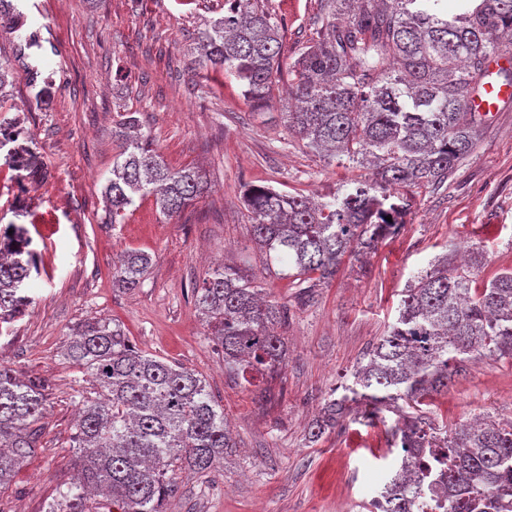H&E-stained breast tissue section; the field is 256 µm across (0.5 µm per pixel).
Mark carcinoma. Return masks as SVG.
Returning <instances> with one entry per match:
<instances>
[{
	"label": "carcinoma",
	"instance_id": "cac0c4a2",
	"mask_svg": "<svg viewBox=\"0 0 512 512\" xmlns=\"http://www.w3.org/2000/svg\"><path fill=\"white\" fill-rule=\"evenodd\" d=\"M197 44L198 72L222 70L238 80L259 109L281 77L282 24L260 0H236ZM11 33L26 24L13 0H0ZM317 39L288 67V131L337 164L373 169L319 201L269 185H252L243 203L252 241L268 272L312 288L336 277L347 259L374 250L404 226L401 192L448 180L474 148L488 120L467 105L489 74L503 43L512 45V0H322ZM127 112L112 126L117 152L104 188L111 223L145 198L173 218L201 197L194 166L174 169L150 147L149 135ZM20 130L0 126V150L18 177L43 176ZM392 221H387L386 217ZM483 252L454 263L450 252L418 271L401 291L398 317L352 373L344 394L330 399L309 425L317 440L350 405L377 417L401 414L388 433L402 451L398 468L372 500L373 512H412L420 488L416 448L448 449L439 483L446 512H482L512 497V422L488 415L443 436L422 410L432 394L484 358L512 359V269L474 286ZM152 265L129 250L113 282L134 288ZM37 269L32 240L15 224L0 228V324L33 303L26 281ZM195 306L224 348V369L252 383L287 361L286 304L270 297L239 266L214 268ZM66 356L97 389L81 397L72 437L76 476L46 512H165L177 472L208 473L236 447L224 409L188 368L148 354L108 318H91L68 337ZM50 386L0 366V486L7 485L39 444L30 428L45 410Z\"/></svg>",
	"mask_w": 512,
	"mask_h": 512
}]
</instances>
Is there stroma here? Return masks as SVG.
Instances as JSON below:
<instances>
[{
	"label": "stroma",
	"mask_w": 512,
	"mask_h": 512,
	"mask_svg": "<svg viewBox=\"0 0 512 512\" xmlns=\"http://www.w3.org/2000/svg\"><path fill=\"white\" fill-rule=\"evenodd\" d=\"M262 5L282 23L283 64L293 63L316 36L320 0ZM16 7L41 46L21 57L0 32V56L13 71L0 121L22 119L49 177L18 181L0 156V227L27 228L38 260L29 282L34 304L0 326V365L47 378L51 395L36 454L0 489V512H43L75 474L76 405L91 384L64 359L63 346L92 317L116 320L138 348L192 369L234 429L238 445L223 466L179 474L166 512H369L395 460L387 433L394 414L371 422L353 411L313 443L308 424L395 323L407 281L448 242L483 249L480 280L512 268V100L444 186L412 193L404 229L379 244L365 268L343 264L330 283L301 295L256 252L244 191L270 185L326 198L353 173L289 132L283 85L257 114L234 77L186 69L224 0H17ZM31 66L53 86L49 109L37 106L27 84ZM121 112L137 113L170 167H201L208 189L180 216L165 217L148 198L128 208L123 223L107 224L102 189ZM129 248L152 257L133 289L112 280ZM216 262L249 269L288 305L287 364L254 385L225 371L224 351L195 309L193 289ZM428 411L443 430L479 414L511 421L512 361L483 359Z\"/></svg>",
	"instance_id": "obj_1"
}]
</instances>
